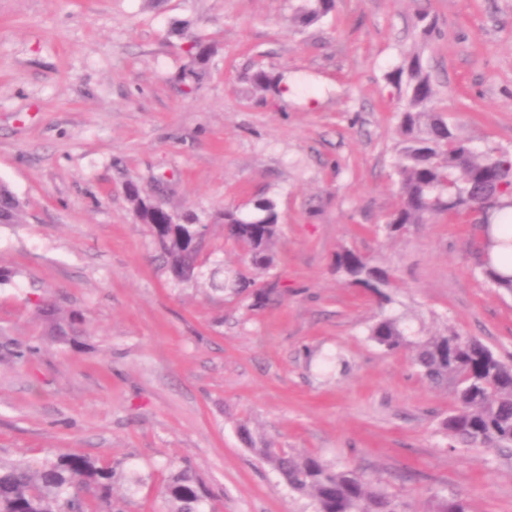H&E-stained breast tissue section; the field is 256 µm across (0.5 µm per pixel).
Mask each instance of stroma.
I'll return each instance as SVG.
<instances>
[{"instance_id": "35a3bbf8", "label": "stroma", "mask_w": 512, "mask_h": 512, "mask_svg": "<svg viewBox=\"0 0 512 512\" xmlns=\"http://www.w3.org/2000/svg\"><path fill=\"white\" fill-rule=\"evenodd\" d=\"M0 0V180L25 221L0 225V458L68 452L124 476L125 512H167L188 465L216 512H313L242 443L321 455L382 481L409 512L436 496L512 512V453L449 449L451 389L367 328L374 297L336 270L353 249L388 267L392 310L414 329L475 338L512 362V294L475 269V225L440 219L395 236L403 104L388 74L418 48L435 108L476 146L512 149V0ZM439 33L413 27L418 7ZM210 46L195 89L187 36ZM282 78L253 93V66ZM207 227L196 280H175L134 215L128 183ZM273 199L275 265L236 297L212 272L242 268L224 210ZM271 289L253 303L254 288ZM42 297L81 313L77 342L47 336ZM308 2L297 12V22L309 25L328 15L334 8V0H306Z\"/></svg>"}]
</instances>
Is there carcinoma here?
I'll return each mask as SVG.
<instances>
[{
  "instance_id": "1",
  "label": "carcinoma",
  "mask_w": 512,
  "mask_h": 512,
  "mask_svg": "<svg viewBox=\"0 0 512 512\" xmlns=\"http://www.w3.org/2000/svg\"><path fill=\"white\" fill-rule=\"evenodd\" d=\"M334 0H306L297 12V22L309 25L328 15ZM190 64L184 79L193 84L204 76L210 57L208 47L189 38ZM253 88L268 92L279 80L258 67L247 76ZM389 80L405 102L399 116L400 148L395 173L401 201L390 214L385 231L392 236L411 224H428L435 217L462 219L471 213L470 204L490 196L495 204L474 218L483 232L479 244L480 273L490 285L512 292V275L500 272L489 251L494 241L490 228L495 215L512 208V151L490 147L476 151L460 136L442 114L432 108L436 97L421 53H405L403 64ZM127 199L135 215L154 222L169 213L165 204L149 209V195L138 186L127 187ZM25 205L10 186L0 181V222L23 223ZM225 238L244 251L248 267L268 271L274 265V247L279 235L278 212L270 198H258L247 212L224 211ZM157 245L168 267L189 280L199 267V254L175 237H162ZM336 268L350 282L374 294L388 305L392 298L390 269L373 263L353 249L336 256ZM249 283L244 270L224 272L222 290L239 293ZM38 315L48 332L64 341L82 334L78 314L63 316L58 306L43 303ZM368 336L387 351L409 348L420 373L433 384L452 381L455 408L443 422L449 447H484L512 450V363L501 359L481 342L454 332L421 336L403 326L400 318L382 315L368 330ZM242 441L261 461L273 469L295 493L312 501L314 512H406L399 495L381 482L354 471L339 470L315 453H291L259 444L247 428ZM116 471L109 464L80 455L53 453L40 461L0 458V512H124L113 502ZM168 512H206L212 508L211 495L197 473L184 466L175 470L163 487ZM433 512H472L469 503L456 497H437Z\"/></svg>"
}]
</instances>
